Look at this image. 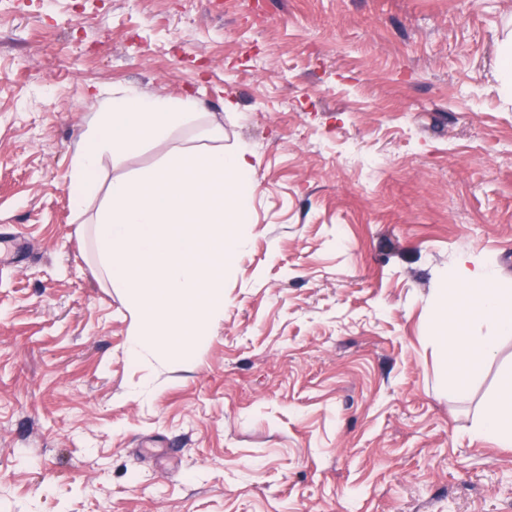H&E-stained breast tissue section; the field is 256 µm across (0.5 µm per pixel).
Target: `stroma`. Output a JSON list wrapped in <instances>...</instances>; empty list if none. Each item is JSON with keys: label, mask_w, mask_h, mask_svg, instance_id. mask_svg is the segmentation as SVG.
<instances>
[{"label": "stroma", "mask_w": 512, "mask_h": 512, "mask_svg": "<svg viewBox=\"0 0 512 512\" xmlns=\"http://www.w3.org/2000/svg\"><path fill=\"white\" fill-rule=\"evenodd\" d=\"M512 0H0V512H512L429 339L460 253L512 289ZM127 86L258 160L250 246L188 360L134 319L69 174ZM237 109L228 113L225 101ZM496 71L501 90L508 97L512 94V36L503 40L496 52Z\"/></svg>", "instance_id": "1"}]
</instances>
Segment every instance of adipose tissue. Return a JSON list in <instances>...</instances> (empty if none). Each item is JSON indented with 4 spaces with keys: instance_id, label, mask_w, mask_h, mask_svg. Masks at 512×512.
Here are the masks:
<instances>
[{
    "instance_id": "1",
    "label": "adipose tissue",
    "mask_w": 512,
    "mask_h": 512,
    "mask_svg": "<svg viewBox=\"0 0 512 512\" xmlns=\"http://www.w3.org/2000/svg\"><path fill=\"white\" fill-rule=\"evenodd\" d=\"M468 263V256H460L449 273L452 286L438 297L433 337L460 392L480 377L501 340L512 337V290L502 287L495 267L472 269ZM474 434L496 447H512V372L501 378L497 397Z\"/></svg>"
}]
</instances>
